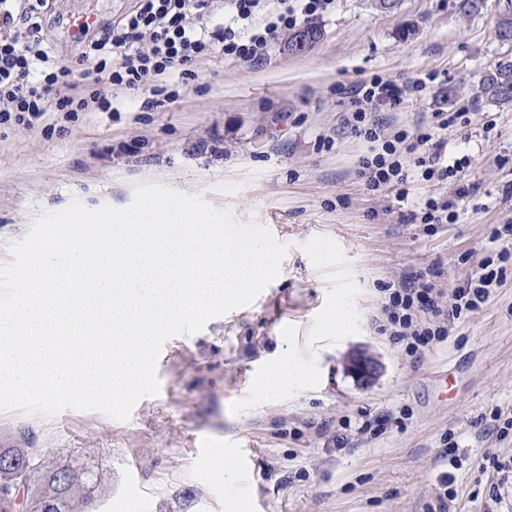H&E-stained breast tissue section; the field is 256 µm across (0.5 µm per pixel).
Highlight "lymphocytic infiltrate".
I'll list each match as a JSON object with an SVG mask.
<instances>
[{
    "label": "lymphocytic infiltrate",
    "instance_id": "obj_1",
    "mask_svg": "<svg viewBox=\"0 0 512 512\" xmlns=\"http://www.w3.org/2000/svg\"><path fill=\"white\" fill-rule=\"evenodd\" d=\"M334 7L335 0H137L119 19L84 28L83 51L72 65L56 56L43 33L49 0H0V126L32 129L50 112L69 119L81 112H115L120 94L130 91L146 94L149 108L159 98L174 101L178 92L166 81L171 73L192 77L193 66L206 58L261 61L282 34ZM219 10L227 12V23L211 24ZM435 79L426 73L406 84L378 74L362 80L348 93L341 123L343 133L374 145L360 161L368 191L391 192L402 203L415 178L448 185V199L430 197L409 211L406 219L414 224L455 222L460 202L476 190L462 178L468 157L450 156L443 136L458 113L432 127L397 126L386 119L404 101L422 98ZM490 240L499 246L496 259H483L450 301H443L427 272L381 284L378 332L410 356L447 338L457 320L488 301L503 274L502 261L512 258L511 224L494 230Z\"/></svg>",
    "mask_w": 512,
    "mask_h": 512
}]
</instances>
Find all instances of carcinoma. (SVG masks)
Masks as SVG:
<instances>
[{
  "label": "carcinoma",
  "mask_w": 512,
  "mask_h": 512,
  "mask_svg": "<svg viewBox=\"0 0 512 512\" xmlns=\"http://www.w3.org/2000/svg\"><path fill=\"white\" fill-rule=\"evenodd\" d=\"M479 93L498 104L512 102V60L503 59L482 75ZM22 483L26 487L22 506L0 512H78L89 510L102 490L96 473L70 461L46 464L33 448L19 441L0 448V488Z\"/></svg>",
  "instance_id": "1"
}]
</instances>
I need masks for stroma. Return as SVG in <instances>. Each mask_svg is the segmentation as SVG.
I'll return each instance as SVG.
<instances>
[{"instance_id":"stroma-1","label":"stroma","mask_w":512,"mask_h":512,"mask_svg":"<svg viewBox=\"0 0 512 512\" xmlns=\"http://www.w3.org/2000/svg\"><path fill=\"white\" fill-rule=\"evenodd\" d=\"M135 0H51L43 20L56 37L68 16H121ZM459 0H336L315 18L308 51L280 38L256 63L197 64L194 80L172 76L176 101L147 109L122 98L118 112L45 116L52 132L0 130V261L34 218L79 199L91 209L128 206L143 183L202 195L240 222L256 221L289 245L279 276L244 307L169 339L157 360L159 395L128 421L98 411L45 417L0 413V435L24 438L49 461L92 468L103 491L95 512H430L451 473L453 512H507L474 498L485 449L512 456L490 413L512 417V268L474 315L415 356L375 327L381 283L437 269L452 294L490 255L492 230L512 220V103L471 89L512 45L496 37L503 0L464 15ZM433 71L427 96L392 117L432 124L456 112L448 151L466 156L476 185L452 224H413L399 209L376 212L358 175L368 142L340 134L345 90L379 74L407 80ZM330 146H322V139ZM345 306L341 330L326 322ZM377 359L368 384L350 357ZM304 372L276 374L282 357ZM454 382L443 389L442 371ZM382 411L380 432H360ZM343 444H336L335 434ZM452 436L464 462L437 459Z\"/></svg>"}]
</instances>
